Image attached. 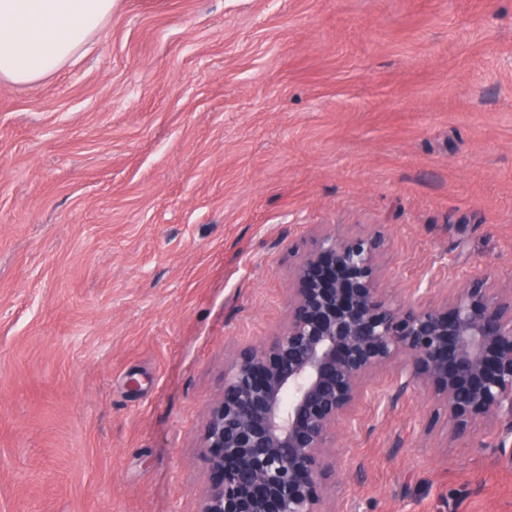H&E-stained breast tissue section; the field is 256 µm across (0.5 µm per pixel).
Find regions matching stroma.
<instances>
[{"instance_id":"1","label":"stroma","mask_w":512,"mask_h":512,"mask_svg":"<svg viewBox=\"0 0 512 512\" xmlns=\"http://www.w3.org/2000/svg\"><path fill=\"white\" fill-rule=\"evenodd\" d=\"M376 235L391 305L512 289V0H115L0 81V512H201L236 351ZM373 374L323 512H512L497 432Z\"/></svg>"}]
</instances>
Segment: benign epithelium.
<instances>
[{
  "instance_id": "7a95c632",
  "label": "benign epithelium",
  "mask_w": 512,
  "mask_h": 512,
  "mask_svg": "<svg viewBox=\"0 0 512 512\" xmlns=\"http://www.w3.org/2000/svg\"><path fill=\"white\" fill-rule=\"evenodd\" d=\"M379 249L376 237L326 234L295 269L284 331L237 351L204 430L202 512H321L332 429L401 356L400 388L442 402L455 436L498 429L512 461V291L474 279L437 305L392 306Z\"/></svg>"
}]
</instances>
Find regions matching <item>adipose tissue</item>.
<instances>
[{
	"label": "adipose tissue",
	"mask_w": 512,
	"mask_h": 512,
	"mask_svg": "<svg viewBox=\"0 0 512 512\" xmlns=\"http://www.w3.org/2000/svg\"><path fill=\"white\" fill-rule=\"evenodd\" d=\"M114 0H0V80L32 86L80 53Z\"/></svg>",
	"instance_id": "obj_1"
}]
</instances>
